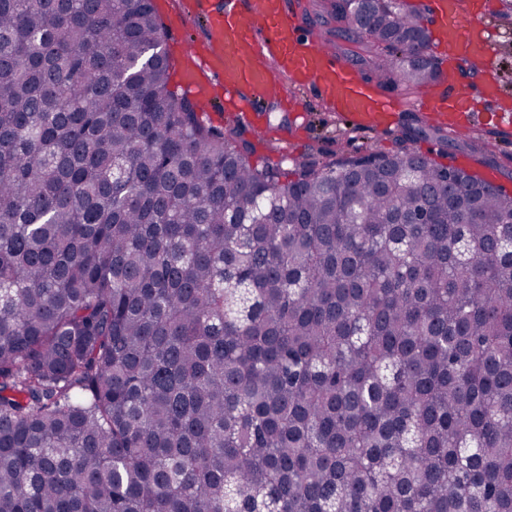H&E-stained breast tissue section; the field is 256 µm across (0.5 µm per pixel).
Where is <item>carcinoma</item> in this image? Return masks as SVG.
I'll return each instance as SVG.
<instances>
[{"label": "carcinoma", "instance_id": "1", "mask_svg": "<svg viewBox=\"0 0 512 512\" xmlns=\"http://www.w3.org/2000/svg\"><path fill=\"white\" fill-rule=\"evenodd\" d=\"M367 82L398 0H310ZM151 0H0V512H512V195L418 153L252 162Z\"/></svg>", "mask_w": 512, "mask_h": 512}]
</instances>
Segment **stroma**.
<instances>
[{"instance_id": "obj_1", "label": "stroma", "mask_w": 512, "mask_h": 512, "mask_svg": "<svg viewBox=\"0 0 512 512\" xmlns=\"http://www.w3.org/2000/svg\"><path fill=\"white\" fill-rule=\"evenodd\" d=\"M193 0H153L157 15L167 33L166 49L172 63L171 85L182 88L180 72L184 67L183 51L194 46L201 53L217 50L218 44L210 36L203 18L198 17ZM303 109L299 112L282 111L277 102H269L260 123L268 129L265 139L255 140L256 162L277 161L280 154L298 155L310 146H320L325 153L353 154L364 151L392 152L401 145L408 129L424 123L427 130L417 137L413 147L419 153L441 164L451 158L464 157L474 172L493 171L498 184L512 190V127L497 130L476 126L461 133L449 132L440 137L433 114L402 112L396 114L393 125L383 132H375L349 124L347 118L335 112H325L308 94H301ZM484 141L482 153L471 154V141Z\"/></svg>"}]
</instances>
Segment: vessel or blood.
Wrapping results in <instances>:
<instances>
[{
  "label": "vessel or blood",
  "instance_id": "1",
  "mask_svg": "<svg viewBox=\"0 0 512 512\" xmlns=\"http://www.w3.org/2000/svg\"><path fill=\"white\" fill-rule=\"evenodd\" d=\"M220 45L217 60H200L224 85L226 104L260 111L271 98L288 101V88L306 92L326 110L358 125L383 127L394 112H431L450 129L512 125V102L490 78L477 86L450 81L440 92L408 100L362 80L354 63L324 48L305 24L301 0H195ZM487 0H428L431 48L456 74L495 66Z\"/></svg>",
  "mask_w": 512,
  "mask_h": 512
}]
</instances>
